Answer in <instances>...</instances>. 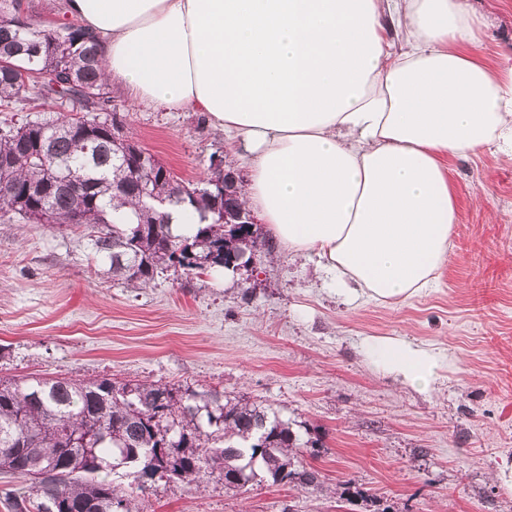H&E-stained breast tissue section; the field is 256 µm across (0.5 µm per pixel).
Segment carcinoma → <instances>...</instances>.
<instances>
[{
  "label": "carcinoma",
  "mask_w": 512,
  "mask_h": 512,
  "mask_svg": "<svg viewBox=\"0 0 512 512\" xmlns=\"http://www.w3.org/2000/svg\"><path fill=\"white\" fill-rule=\"evenodd\" d=\"M20 5L0 0V107L23 111L30 89L45 104L67 95L82 116L38 112L0 126L1 222L82 227L98 275L144 288L169 267L203 275L233 254H271L246 225L224 223L241 206L239 192L224 193L222 165L185 183L130 132L112 136L120 116L88 31L21 25ZM174 207L198 214L195 235L172 232ZM316 447L272 408L217 390L0 378V474L25 482L4 492L12 512H141L136 490L110 479L119 468L140 488L162 470L197 486L216 472L239 493L264 482L320 492L324 476L304 462Z\"/></svg>",
  "instance_id": "carcinoma-1"
}]
</instances>
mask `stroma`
<instances>
[{
	"label": "stroma",
	"instance_id": "35a3bbf8",
	"mask_svg": "<svg viewBox=\"0 0 512 512\" xmlns=\"http://www.w3.org/2000/svg\"><path fill=\"white\" fill-rule=\"evenodd\" d=\"M485 22L478 51L512 59V0H468ZM138 142L182 180L211 155L246 174V152L195 112L131 109ZM458 222L437 280L404 303L336 295L317 256H260L253 271L168 270L147 288L95 273L82 230L0 223V377L201 385L270 405L309 428L306 461L323 494L261 485L241 494L218 477L158 481L145 512H512L495 478L512 459V156L456 158ZM367 336L436 346L453 362L420 394L377 372ZM350 486L371 502L340 499Z\"/></svg>",
	"mask_w": 512,
	"mask_h": 512
}]
</instances>
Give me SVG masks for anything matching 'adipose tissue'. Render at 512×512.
I'll return each instance as SVG.
<instances>
[{
    "mask_svg": "<svg viewBox=\"0 0 512 512\" xmlns=\"http://www.w3.org/2000/svg\"><path fill=\"white\" fill-rule=\"evenodd\" d=\"M63 13L97 36L131 106L233 133L245 207L353 299L430 287L457 222L450 158L512 149V65L477 52L467 0H64ZM362 347L421 392L452 362L404 337Z\"/></svg>",
    "mask_w": 512,
    "mask_h": 512,
    "instance_id": "1",
    "label": "adipose tissue"
}]
</instances>
